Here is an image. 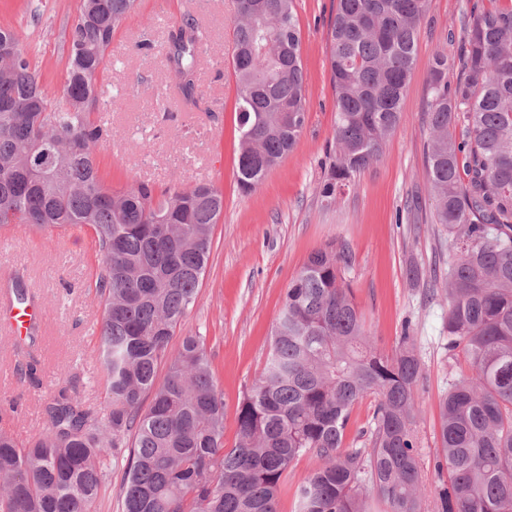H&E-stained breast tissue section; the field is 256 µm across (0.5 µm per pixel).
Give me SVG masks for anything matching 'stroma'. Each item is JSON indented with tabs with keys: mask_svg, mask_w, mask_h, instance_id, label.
<instances>
[{
	"mask_svg": "<svg viewBox=\"0 0 512 512\" xmlns=\"http://www.w3.org/2000/svg\"><path fill=\"white\" fill-rule=\"evenodd\" d=\"M429 0L400 125L383 157L327 204L319 185L327 168L325 147L336 121L328 64V26L336 0H295L306 73V128L295 149L251 193L236 183V85L229 62L232 0H138L112 39L98 78L103 98L96 117L111 134L96 151L106 185L141 182L163 189L213 183L224 193L208 264L195 304L178 336H205L224 399V445L237 439L238 406L261 374L282 298L315 250L333 243L349 248L345 274L376 347L394 351L413 336L422 376L416 390V434L423 478L435 484L440 454L439 402L463 355H449L448 300L444 293L453 253L448 234L432 223L424 144L427 75L437 52L458 60L461 19L473 2ZM81 0H0V27L11 29L40 74L48 96H57L68 62V32ZM194 20L208 38L193 103L168 89L164 48L169 30ZM97 262L91 234L31 229L0 246V274L20 279L47 310L36 344L19 350L0 335V368L13 369L0 388V431L26 443L46 427L44 402L66 391L104 418L106 397L96 346L103 308L90 283Z\"/></svg>",
	"mask_w": 512,
	"mask_h": 512,
	"instance_id": "35a3bbf8",
	"label": "stroma"
}]
</instances>
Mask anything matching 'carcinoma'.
Here are the masks:
<instances>
[{
	"label": "carcinoma",
	"instance_id": "1",
	"mask_svg": "<svg viewBox=\"0 0 512 512\" xmlns=\"http://www.w3.org/2000/svg\"><path fill=\"white\" fill-rule=\"evenodd\" d=\"M429 0H337L329 23L336 125L320 196L331 204L376 164L402 120ZM137 0H82L69 33L60 94L0 29V229L89 230L103 305L97 353L112 406L106 420L65 393L27 446L0 432V512H94L111 451L125 459L122 512H279L283 479L313 462L297 512H512V5H472L462 22L461 75L438 52L428 71L426 170L433 223L448 232V352L468 371L439 404L448 484L423 480L415 421L421 364L413 339L378 351L344 273L347 247L313 252L284 294L265 367L243 394L237 439L224 447V401L205 337L177 326L195 303L211 232L224 210L214 184L161 191L105 185L93 117L107 51ZM236 181L252 192L298 143L307 120L302 37L294 0H234ZM206 32L188 22L165 48L170 79L196 92ZM462 128V139L453 136ZM53 148L50 176L31 166ZM466 179H461V175ZM168 361L163 380L158 363ZM151 396L148 407L143 398ZM376 399L367 445L347 442L354 405Z\"/></svg>",
	"mask_w": 512,
	"mask_h": 512
}]
</instances>
